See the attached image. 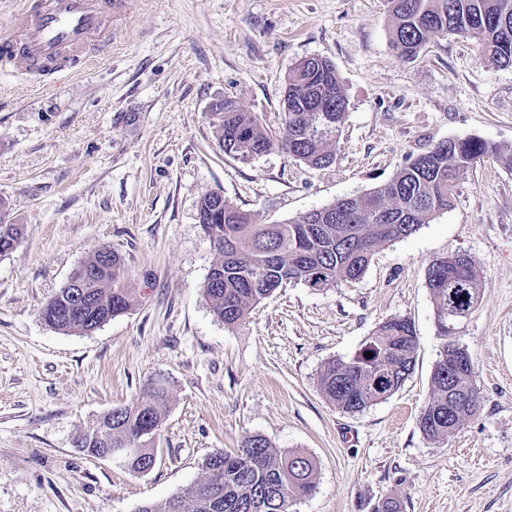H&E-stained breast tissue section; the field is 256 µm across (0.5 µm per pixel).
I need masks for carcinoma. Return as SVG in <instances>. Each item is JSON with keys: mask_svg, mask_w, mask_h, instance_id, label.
<instances>
[{"mask_svg": "<svg viewBox=\"0 0 512 512\" xmlns=\"http://www.w3.org/2000/svg\"><path fill=\"white\" fill-rule=\"evenodd\" d=\"M392 45L414 56L435 35L476 40L484 57L497 66L512 65V0H389ZM347 99L336 69L323 58L303 59L289 74L283 94L284 130L270 136L258 117L237 101L226 98L211 113L224 153L248 162L274 148L317 167L328 165L346 118ZM489 154L512 160V146H494L472 138L458 146H434L416 157L391 180L348 202L328 206L332 217L316 209L283 224H253L247 214L224 203V219L209 223L219 255L203 293L214 315L226 325L241 323L252 304L267 299L285 282L308 288H333L360 279L375 251L407 238L434 215L453 204L455 182ZM8 209L0 200V255L11 251L21 237V225L6 221ZM93 276L83 284L82 316L69 313L70 289L61 288L50 300L55 313L46 324L63 332H87L101 327L132 306L121 286L122 259L102 247L84 261ZM427 288L434 299L441 335L455 320L471 315L480 295L479 274L471 260L456 254L452 260H432ZM417 334L412 322L391 317L377 327L351 359L331 360L320 372L324 397L345 413H357L395 394L412 373ZM371 353L366 357L365 353ZM432 393L422 409L419 427L433 441L445 440L478 407L472 358L466 348L447 342L439 352ZM169 393L162 379L144 389L137 401L119 405L100 416L82 435L79 448L101 457L107 443L134 452L125 457L134 471L147 462L142 433L156 435ZM314 459L300 451H278L262 435L248 437L235 452L218 449L202 463L203 476L188 496L173 495L148 502L138 512H290L294 503L314 490Z\"/></svg>", "mask_w": 512, "mask_h": 512, "instance_id": "obj_1", "label": "carcinoma"}]
</instances>
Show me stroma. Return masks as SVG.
<instances>
[{
	"mask_svg": "<svg viewBox=\"0 0 512 512\" xmlns=\"http://www.w3.org/2000/svg\"><path fill=\"white\" fill-rule=\"evenodd\" d=\"M391 25L388 0H130L109 56L41 79L0 70V200L23 226L0 256V512H138L187 495L204 458L255 434L316 461L291 512H372L387 496L403 512H512L511 163L475 164L452 208L378 248L359 280L285 284L235 326L202 292L218 258L199 222L206 195L283 223L369 193L442 141L512 145V66L451 35L399 57ZM311 56L334 64L348 101L332 163L224 154L212 102L233 98L278 134L285 80ZM102 247L124 262L131 308L88 334L47 326L45 304ZM455 253L480 275L451 338L472 356L479 411L435 442L419 416L446 339L426 271ZM391 317L415 327L412 374L340 411L322 367ZM156 378L169 402L154 469L78 451L99 415Z\"/></svg>",
	"mask_w": 512,
	"mask_h": 512,
	"instance_id": "obj_1",
	"label": "stroma"
}]
</instances>
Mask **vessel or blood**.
I'll list each match as a JSON object with an SVG mask.
<instances>
[{"instance_id":"vessel-or-blood-1","label":"vessel or blood","mask_w":512,"mask_h":512,"mask_svg":"<svg viewBox=\"0 0 512 512\" xmlns=\"http://www.w3.org/2000/svg\"><path fill=\"white\" fill-rule=\"evenodd\" d=\"M128 0H24L0 33V68L35 77L109 54Z\"/></svg>"}]
</instances>
